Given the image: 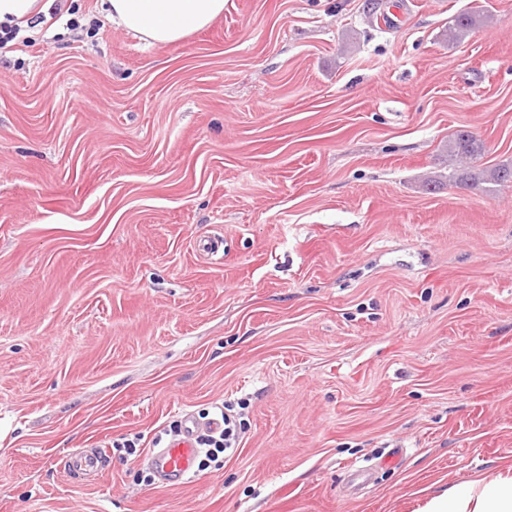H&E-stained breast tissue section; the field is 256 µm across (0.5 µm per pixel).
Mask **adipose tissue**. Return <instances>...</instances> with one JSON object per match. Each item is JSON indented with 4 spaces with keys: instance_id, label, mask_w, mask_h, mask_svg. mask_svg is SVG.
<instances>
[{
    "instance_id": "adipose-tissue-1",
    "label": "adipose tissue",
    "mask_w": 512,
    "mask_h": 512,
    "mask_svg": "<svg viewBox=\"0 0 512 512\" xmlns=\"http://www.w3.org/2000/svg\"><path fill=\"white\" fill-rule=\"evenodd\" d=\"M113 24L152 45L177 42L224 12V0H102ZM418 512H512V465L428 499Z\"/></svg>"
}]
</instances>
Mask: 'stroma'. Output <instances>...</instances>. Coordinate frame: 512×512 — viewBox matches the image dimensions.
<instances>
[{
	"label": "stroma",
	"instance_id": "stroma-1",
	"mask_svg": "<svg viewBox=\"0 0 512 512\" xmlns=\"http://www.w3.org/2000/svg\"><path fill=\"white\" fill-rule=\"evenodd\" d=\"M100 2L0 52V512H416L512 464V187L446 149L512 163V0H224L152 47ZM227 405L223 468L143 482ZM483 144L468 131L457 132L448 141V155L454 159H473L481 154ZM512 164H501L478 172L462 170L455 180L456 185L464 188L480 187L482 184H492L496 187L512 186ZM183 425L177 437L169 440L164 448H153L147 457L149 469L159 483L166 486H180L196 474L198 435L216 430L219 422H200L190 413L183 417ZM66 464L69 468L86 470L96 476L108 470L110 466L108 458L101 451L96 455L70 458Z\"/></svg>",
	"mask_w": 512,
	"mask_h": 512
}]
</instances>
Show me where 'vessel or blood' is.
<instances>
[{
	"instance_id": "b4317fda",
	"label": "vessel or blood",
	"mask_w": 512,
	"mask_h": 512,
	"mask_svg": "<svg viewBox=\"0 0 512 512\" xmlns=\"http://www.w3.org/2000/svg\"><path fill=\"white\" fill-rule=\"evenodd\" d=\"M217 421L201 422L192 414H185L183 425L177 437L169 440L165 447L150 451L147 463L159 483L166 486H180L187 483L196 473L198 435L216 430ZM70 468L82 469L93 474L108 470L110 462L103 453L69 459Z\"/></svg>"
}]
</instances>
